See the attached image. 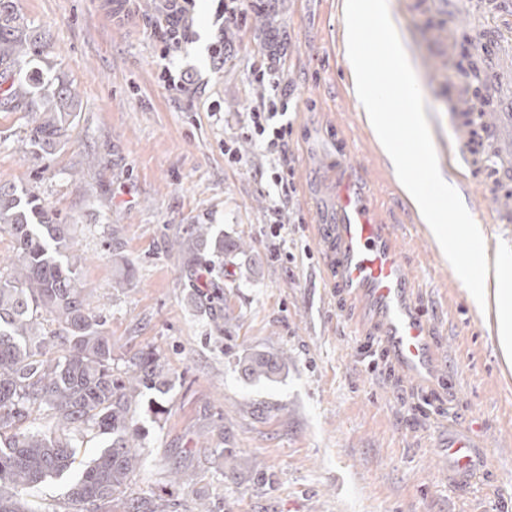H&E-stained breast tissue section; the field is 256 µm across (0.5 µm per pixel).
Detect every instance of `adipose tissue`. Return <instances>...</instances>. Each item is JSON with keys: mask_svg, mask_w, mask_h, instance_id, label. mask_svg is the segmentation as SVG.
Instances as JSON below:
<instances>
[{"mask_svg": "<svg viewBox=\"0 0 512 512\" xmlns=\"http://www.w3.org/2000/svg\"><path fill=\"white\" fill-rule=\"evenodd\" d=\"M342 12L348 22L344 48L359 108L442 255L470 282V300L479 311L492 317L503 358L511 361L512 281L492 278L488 263L475 267L467 262L464 248L479 239L480 230L460 204L456 186L434 161L418 165L410 159L411 153L424 151L428 135L425 107L415 93L416 75L386 0H343ZM362 19L372 20L386 35L380 61L394 77L388 87H379L372 79L358 25ZM387 103L392 106L388 112L383 109ZM452 223L458 228L453 235L448 232Z\"/></svg>", "mask_w": 512, "mask_h": 512, "instance_id": "ef3b65f1", "label": "adipose tissue"}]
</instances>
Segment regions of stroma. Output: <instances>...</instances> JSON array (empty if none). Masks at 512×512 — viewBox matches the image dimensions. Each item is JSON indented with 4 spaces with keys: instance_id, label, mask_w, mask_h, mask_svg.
<instances>
[{
    "instance_id": "1",
    "label": "stroma",
    "mask_w": 512,
    "mask_h": 512,
    "mask_svg": "<svg viewBox=\"0 0 512 512\" xmlns=\"http://www.w3.org/2000/svg\"><path fill=\"white\" fill-rule=\"evenodd\" d=\"M254 2L241 0L240 19L227 25L218 0H195L184 18L189 39L169 53V0H15L50 40L34 76L62 77L81 107L69 141L47 154L27 144L30 116L1 112L0 186L31 192L54 223L76 225L82 279L115 357L150 348L170 368L161 413H138L137 490L186 502L166 478L181 463L224 512H512V365L358 110L343 0H275L272 33L257 29ZM387 2L418 85L432 88V153L447 165L448 108L465 60L445 46L477 25L444 20L432 0ZM264 62L284 73L295 159L277 236L267 159L243 135L260 95L250 70ZM165 64L191 73V84L165 88ZM230 138L243 157L233 167L224 158ZM344 182L387 225L415 283L412 305L434 349L429 376L403 370L364 297L337 283L327 227ZM194 224L251 246L256 273L228 291L237 322L223 337L191 306L187 256L170 247ZM255 349L287 352V372L274 382L245 378L237 360ZM214 425L226 448L263 461L268 484L210 469L197 437ZM455 425L492 453L488 475L466 489L448 481L444 444Z\"/></svg>"
}]
</instances>
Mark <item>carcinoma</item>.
Masks as SVG:
<instances>
[{"mask_svg": "<svg viewBox=\"0 0 512 512\" xmlns=\"http://www.w3.org/2000/svg\"><path fill=\"white\" fill-rule=\"evenodd\" d=\"M47 47L14 0H0V112L42 113L30 146L43 152L69 139L80 111L70 85L30 77L34 57ZM2 232L12 239V255L0 265V512H33L29 492L65 477L72 512H112L116 504L123 512H167L168 500L133 488L143 467L138 410L144 391L167 386V364L149 349L116 363L106 320L90 307L82 282L75 225L53 223L35 196L0 186ZM193 235L214 257L212 268L245 252L242 242L212 234L207 224L195 225ZM224 296L219 287H195L190 302L205 307L225 334L237 317ZM287 361L281 352L255 350L237 366L248 378L272 381ZM89 435L100 449L85 463L78 456ZM223 445L224 427L216 426L205 446L215 471L269 481L256 464L243 470ZM170 475L196 512H221L196 469L179 464Z\"/></svg>", "mask_w": 512, "mask_h": 512, "instance_id": "1", "label": "carcinoma"}]
</instances>
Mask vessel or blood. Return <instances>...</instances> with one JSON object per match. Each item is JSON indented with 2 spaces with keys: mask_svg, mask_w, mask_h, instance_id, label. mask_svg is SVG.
I'll use <instances>...</instances> for the list:
<instances>
[{
  "mask_svg": "<svg viewBox=\"0 0 512 512\" xmlns=\"http://www.w3.org/2000/svg\"><path fill=\"white\" fill-rule=\"evenodd\" d=\"M471 11L492 29L493 39L474 49L486 61L492 98L483 112L470 115L468 100L449 113L458 122L452 155L468 169L481 168L484 180L465 181L461 190H480L486 206L478 210L482 224H512V0H468ZM336 231L343 246L336 255L341 287L362 293L383 327V338L399 362L418 376L429 374L433 352L426 323L409 303L410 283L386 225L371 218L363 194L342 187L336 203ZM448 475L453 485L467 487L489 465L486 449L478 447L462 428L449 430Z\"/></svg>",
  "mask_w": 512,
  "mask_h": 512,
  "instance_id": "b4317fda",
  "label": "vessel or blood"
}]
</instances>
